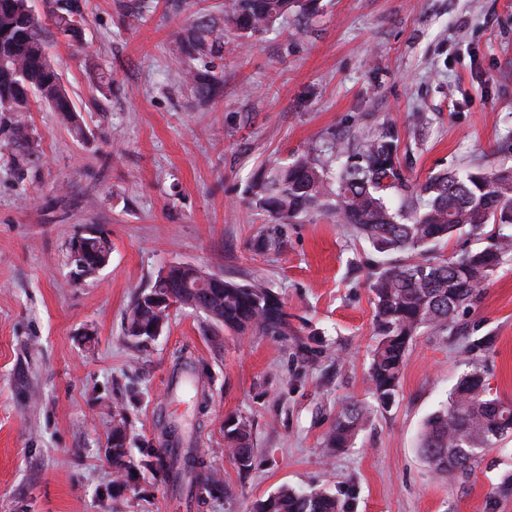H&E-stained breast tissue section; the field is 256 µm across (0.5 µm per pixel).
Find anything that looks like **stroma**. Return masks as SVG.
<instances>
[{"mask_svg": "<svg viewBox=\"0 0 512 512\" xmlns=\"http://www.w3.org/2000/svg\"><path fill=\"white\" fill-rule=\"evenodd\" d=\"M134 3L78 0L77 43L53 26V0L32 2L85 140L32 104L35 151L20 171L0 115V512H251L285 484L326 491L342 512H512V492L498 490L512 436L465 477L436 474L418 451L423 421L471 367L512 400V262L453 332L414 338L392 405L329 459L337 411L372 399L380 255L319 212L256 251L273 226L245 193L267 160L332 137L353 149L393 137L404 181L386 191L393 203L444 170L512 168V0H320L246 39L228 27L210 61L223 88L208 101L185 85L193 62L172 46L222 0H153L139 15ZM91 227L112 253L77 279L70 248ZM182 262L263 279L287 335L240 337L177 305L158 336L129 337L134 296ZM118 414L137 464L121 482ZM230 416L251 428L250 469L224 451ZM169 426L223 487L180 490L140 468Z\"/></svg>", "mask_w": 512, "mask_h": 512, "instance_id": "stroma-1", "label": "stroma"}]
</instances>
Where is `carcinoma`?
Masks as SVG:
<instances>
[{"instance_id":"obj_1","label":"carcinoma","mask_w":512,"mask_h":512,"mask_svg":"<svg viewBox=\"0 0 512 512\" xmlns=\"http://www.w3.org/2000/svg\"><path fill=\"white\" fill-rule=\"evenodd\" d=\"M318 0H229L222 19L199 14L180 32L174 50L199 61L187 72V82L201 99L218 94L222 79L208 66V59L224 52V25L243 37L272 26L293 9L309 15ZM73 0H55L51 18L60 32L81 40ZM45 103L62 115L71 135L83 140L85 129L76 119L74 105L61 77L49 59L42 22L32 13L30 0H0V112L16 114L11 122L12 155L17 167L25 165L33 150L30 129L20 112L29 111L31 100ZM327 162L336 163V186L324 175L325 163L303 154L283 165L276 160L265 164L254 177L248 193L254 208L275 224H290L305 212L323 211L336 216L340 224L351 225L381 254L407 252L409 260L383 265L371 274L376 309L378 344L370 364L374 402H349L334 418L324 443V455L335 456L351 447L356 436L379 409L388 408L400 385L402 368L413 338L422 329L446 331L458 311L474 305L491 274L512 261V234L500 233L492 242L438 262L423 258L425 249L448 240L464 228L479 233L488 224L512 227V169L487 172L471 167L457 173L435 175L417 192L392 208L383 191L400 180L397 146L390 136H381L351 153L336 140L326 143ZM111 242L95 239L91 250L80 256L70 252L77 278H88L109 260ZM209 276L200 269L191 276L172 273L167 290L175 303L206 308L205 315L237 336L254 332L285 334L288 314L279 297L261 281L226 280L221 288H198ZM156 278L133 298L127 314V329L139 330L134 339H147L149 331L162 320L161 311L148 300L160 287ZM512 435V403L491 392L478 369L463 373L451 388L448 400L424 421L418 449L431 469L439 474L472 471L475 462L489 448ZM224 452L238 467L252 463L249 425L238 417L224 422ZM177 463L176 451H157L142 466L156 473H169ZM189 481L209 487L219 483L203 460L183 458ZM112 467L117 477L129 469L127 448L112 446ZM253 512H339L335 497L324 491L301 492L281 486L258 501Z\"/></svg>"}]
</instances>
